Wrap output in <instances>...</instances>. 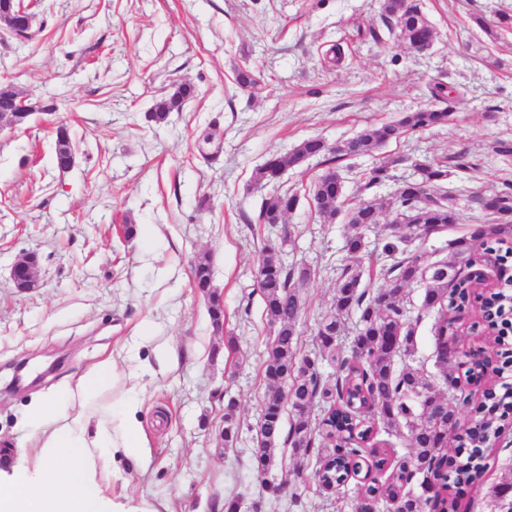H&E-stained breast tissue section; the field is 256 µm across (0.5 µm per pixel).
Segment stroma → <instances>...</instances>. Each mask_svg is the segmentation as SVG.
Segmentation results:
<instances>
[{
  "mask_svg": "<svg viewBox=\"0 0 512 512\" xmlns=\"http://www.w3.org/2000/svg\"><path fill=\"white\" fill-rule=\"evenodd\" d=\"M34 35L0 33V85L54 100L25 129L0 135V457L34 478V406L105 357L114 388L98 407L116 406L137 387L144 448L139 461L115 452L97 479L117 500L153 512H357L355 485L318 488L315 456L279 451L269 477L283 487L263 496L251 469L253 427L265 391L272 332L256 292L254 269L265 246L286 265L305 268L300 290L301 351L314 353L317 324L329 311L336 278L355 265L343 219L325 224L308 195L320 170L308 161L281 181L298 204L286 226L258 220L264 197L254 172L272 153L319 136L336 144L368 125L430 106L429 84L462 94L452 121L355 160L385 164L394 179L411 163L463 154L475 163L469 185L449 180L462 220L418 242L426 262L451 259L449 240L484 216L471 192L491 194L512 180V0H422L437 35L413 53L397 41L374 43L380 0H31ZM494 23L493 33L481 21ZM340 45L339 67L324 65ZM263 77L260 90L238 88V68ZM185 81L198 97L165 124L148 122L154 101ZM66 124L78 149L73 169L52 162L53 128ZM224 132L220 159H202L195 143L210 127ZM133 225L126 236L124 225ZM290 239H283V232ZM28 252L40 258V286L14 288L11 268ZM211 259L224 299V328L211 324L191 286L192 265ZM423 283L408 288L413 343L403 364L423 366L436 392L460 391L436 363L434 311ZM235 399L241 432L224 447V401ZM512 475V416L502 422L479 485L461 493V512H501L492 487Z\"/></svg>",
  "mask_w": 512,
  "mask_h": 512,
  "instance_id": "stroma-1",
  "label": "stroma"
}]
</instances>
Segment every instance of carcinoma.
Returning a JSON list of instances; mask_svg holds the SVG:
<instances>
[{
  "mask_svg": "<svg viewBox=\"0 0 512 512\" xmlns=\"http://www.w3.org/2000/svg\"><path fill=\"white\" fill-rule=\"evenodd\" d=\"M380 13L389 34L404 45L430 46L435 30L421 9L419 0H380ZM243 90L258 89L257 74L243 68L236 75ZM432 106L418 112L364 128L351 138L329 146L318 137L303 139L292 150L270 155L255 169L254 182L269 189L262 201L259 220L263 224H284L297 205V197L280 191V175L297 168L311 158L321 159L323 169L311 185L315 212L327 224L341 213L343 178L336 162L349 157L368 156L388 143H398L407 136L447 124L455 111V98L444 83L428 86ZM197 96L194 84L184 82L155 100L148 111V121L164 124L171 114L183 111ZM219 133L213 129L199 139L197 149L209 162L218 161ZM73 140L66 133L56 138L55 163L62 167L72 150ZM475 165L459 155L448 159H424L413 166L411 179L403 180L389 193L365 201L345 213L346 249L357 255L366 248L365 232L376 228L382 236L381 252L374 264L384 285L375 293L361 287L365 271L344 268L336 281L330 312L319 323L316 342L319 356L303 355L299 349L298 331L302 311L300 284L308 277L305 269L286 266L278 250L267 246L259 261L256 278L264 311L274 337L267 349L263 367L265 392L261 417L256 426L253 465L257 475L264 476L275 465L280 440L292 451L305 457L315 452L319 468L315 481L320 489L339 490L354 480L358 493L378 497L393 507V512H458V500L448 496V485H473L486 469V452L501 432L498 422L512 413V386L490 385L483 391L482 401L474 412L477 422L458 436L466 458L457 462L448 458V422L458 423L461 411L470 405L468 396L448 406L441 416L427 412L436 408L439 397L422 369L404 364L393 370L395 357L406 352L412 343L413 328L404 304L407 288L418 281L425 283L423 304L436 310L432 326L437 359L443 372L452 377L464 365L466 373L487 376L512 366V352L480 354L467 363L448 362V339L453 337L455 322L462 308L469 306L474 290L461 277L463 268L479 263V246L488 240L512 239V182L486 198L484 209L492 222L477 225L468 235L448 241L453 261L424 263L422 254L409 249L408 243L441 233L459 223L456 197L436 194L434 190L448 182L450 176L468 180ZM390 179L388 166L376 165L359 171L365 187L380 186ZM426 186L420 196L417 186ZM193 287L206 299L214 327L224 324V305L213 300L211 268L208 257H200L193 267ZM507 296L501 291L488 295L484 303L490 323L505 324ZM358 315V329L351 340L350 354L336 355L338 337L345 320ZM328 356L337 364L333 380L323 381L318 357ZM323 405L316 427H311L308 414L313 404ZM237 405L232 399L224 404V446L236 443L240 432ZM290 411L289 428H284V412ZM377 416L385 432L406 435L411 455L398 462L389 451L373 446L375 424L369 415ZM385 472L384 482L373 476ZM422 475V483L437 488L434 495L422 498L405 490L414 475Z\"/></svg>",
  "mask_w": 512,
  "mask_h": 512,
  "instance_id": "cac0c4a2",
  "label": "carcinoma"
}]
</instances>
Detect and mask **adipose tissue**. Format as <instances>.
<instances>
[{"mask_svg": "<svg viewBox=\"0 0 512 512\" xmlns=\"http://www.w3.org/2000/svg\"><path fill=\"white\" fill-rule=\"evenodd\" d=\"M111 382L112 364L102 362L76 387L60 388L33 410L30 423L40 436L36 469L46 490L34 492L19 478L0 480V512H114V503L95 479V468L108 466L109 448H123L134 458L141 443L132 412L135 396L125 399L119 420L109 411L93 416L84 411ZM73 405L77 413L54 427L56 415Z\"/></svg>", "mask_w": 512, "mask_h": 512, "instance_id": "ef3b65f1", "label": "adipose tissue"}]
</instances>
